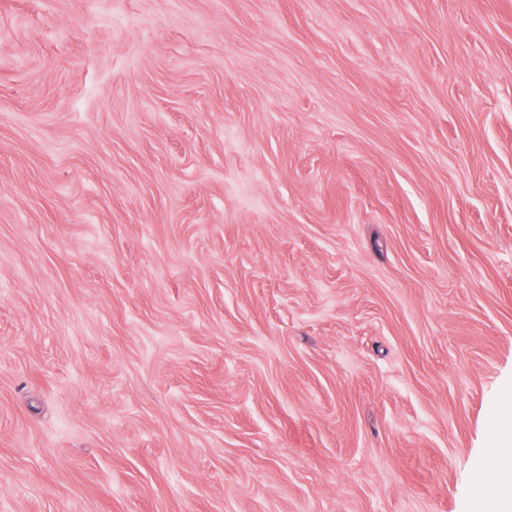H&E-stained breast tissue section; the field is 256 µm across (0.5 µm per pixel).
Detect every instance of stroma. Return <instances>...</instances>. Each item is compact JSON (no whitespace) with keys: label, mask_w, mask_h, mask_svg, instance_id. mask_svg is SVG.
<instances>
[{"label":"stroma","mask_w":512,"mask_h":512,"mask_svg":"<svg viewBox=\"0 0 512 512\" xmlns=\"http://www.w3.org/2000/svg\"><path fill=\"white\" fill-rule=\"evenodd\" d=\"M512 408V0H0V512H475Z\"/></svg>","instance_id":"stroma-1"}]
</instances>
